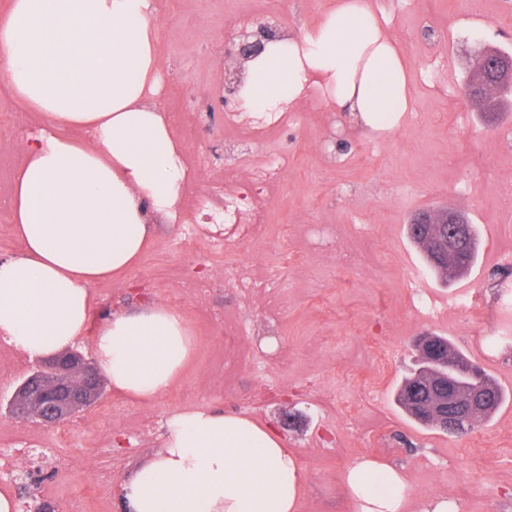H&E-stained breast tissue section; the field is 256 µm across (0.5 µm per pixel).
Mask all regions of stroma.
I'll return each instance as SVG.
<instances>
[{
	"label": "stroma",
	"mask_w": 512,
	"mask_h": 512,
	"mask_svg": "<svg viewBox=\"0 0 512 512\" xmlns=\"http://www.w3.org/2000/svg\"><path fill=\"white\" fill-rule=\"evenodd\" d=\"M332 0H183L177 23L158 25L164 65L163 112L191 107L173 134L190 174L182 213L194 195L223 178L237 138L224 127L232 104L222 87L233 60L224 52L238 30L225 15L292 32L312 29ZM410 65L413 110L388 133L355 124L310 90L296 117L254 146L255 161L287 154L292 165L269 203L270 225L255 243L214 246L199 224L196 252L173 251L183 223L160 225L139 263L91 288V328L117 312L179 305L195 339L193 360L167 394L147 404L107 391L70 419L71 443L52 429L0 410V454L31 446L25 469L0 493L27 512H123L120 486L161 448L168 413L211 407L244 413L274 427L306 471L300 512H354L345 469L368 457L406 469L412 503L445 497L459 512H512V401L463 436L421 426L396 404L413 367L416 336L447 337L512 391V112L483 115L462 85L479 48L512 52V0H372ZM451 207L481 239L466 277L443 284L409 239L412 215ZM312 224L338 227L341 245L363 263L338 267L332 254L288 263L279 248L288 233L303 250ZM280 273L274 298L249 302L221 283L225 264ZM212 279L204 298L183 293L187 277ZM237 358L225 363V339ZM272 340L279 362L267 361ZM110 413L108 431L97 425Z\"/></svg>",
	"instance_id": "obj_1"
}]
</instances>
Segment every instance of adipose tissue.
<instances>
[{"label":"adipose tissue","instance_id":"obj_1","mask_svg":"<svg viewBox=\"0 0 512 512\" xmlns=\"http://www.w3.org/2000/svg\"><path fill=\"white\" fill-rule=\"evenodd\" d=\"M155 28L154 0H12L0 15V84L43 117L8 199L21 249L0 258V338L29 357L75 347L92 285L137 265L155 225L178 219L187 170L157 102ZM312 86L375 130L411 111L409 66L371 0H336L315 28L269 42L238 96L264 112ZM193 348L166 306L115 314L94 340L113 389L143 403L171 389ZM164 426L162 449L121 487L126 512H299L304 469L270 427L209 407ZM343 483L355 512H406L400 468L362 458Z\"/></svg>","mask_w":512,"mask_h":512}]
</instances>
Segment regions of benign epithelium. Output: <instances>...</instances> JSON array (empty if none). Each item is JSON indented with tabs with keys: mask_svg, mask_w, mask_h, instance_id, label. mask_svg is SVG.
<instances>
[{
	"mask_svg": "<svg viewBox=\"0 0 512 512\" xmlns=\"http://www.w3.org/2000/svg\"><path fill=\"white\" fill-rule=\"evenodd\" d=\"M263 38L249 40L244 34L235 44L234 57L244 65L264 49V42L275 39L270 27H262ZM412 224L426 227L430 224H451L454 232L449 235L434 234L429 237L435 261H453L462 258L470 242V225L465 215L446 208L435 212L416 214ZM425 356L437 362L448 363L442 376L422 382L410 389L409 397L420 414L432 419L447 431L461 426L477 424L474 416L481 410L477 395H464L458 388L460 376L473 373L477 365L470 363L461 368L449 361L438 349L434 337L424 334L415 339ZM102 372L97 360L80 350L58 353L41 360L37 368L14 390L9 400V413L17 420L32 418L49 427L74 417L81 410L98 403L104 395Z\"/></svg>",
	"mask_w": 512,
	"mask_h": 512,
	"instance_id": "1",
	"label": "benign epithelium"
}]
</instances>
